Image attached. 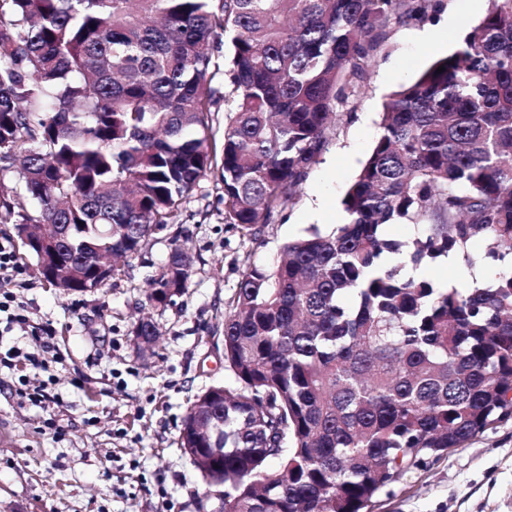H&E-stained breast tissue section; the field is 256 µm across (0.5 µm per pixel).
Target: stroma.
Returning a JSON list of instances; mask_svg holds the SVG:
<instances>
[{
    "label": "stroma",
    "mask_w": 512,
    "mask_h": 512,
    "mask_svg": "<svg viewBox=\"0 0 512 512\" xmlns=\"http://www.w3.org/2000/svg\"><path fill=\"white\" fill-rule=\"evenodd\" d=\"M491 0H444L421 22L393 25L364 81L337 104L328 146L292 203L257 238L224 218V191L207 176L182 200L173 224L154 231L139 257L101 290L64 294L24 267L16 289L32 323L53 331V362L0 370V512H212L202 480L178 445L187 407L214 384L235 386L224 366V315L245 269L273 265L288 241L344 223L342 198L379 133L388 95L463 41ZM194 257L191 282L167 306H145L151 276L174 244ZM157 325L152 351L134 345L140 317ZM47 381L55 401L18 396ZM368 512H512V420L430 458Z\"/></svg>",
    "instance_id": "1"
}]
</instances>
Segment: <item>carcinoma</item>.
<instances>
[{
    "mask_svg": "<svg viewBox=\"0 0 512 512\" xmlns=\"http://www.w3.org/2000/svg\"><path fill=\"white\" fill-rule=\"evenodd\" d=\"M441 0H0V224H55L61 255L103 287L98 258L137 255L218 174L225 218L252 233L292 203L336 103L392 22ZM231 44L221 67L214 48ZM444 67L439 73L437 69ZM224 71L232 105L212 127ZM346 222L250 266L224 314V364L183 418L222 512H364L413 469L512 419V0L400 86L342 199ZM417 224L407 240L392 224ZM489 281L423 273L472 252ZM177 246L146 302L189 287Z\"/></svg>",
    "mask_w": 512,
    "mask_h": 512,
    "instance_id": "cac0c4a2",
    "label": "carcinoma"
}]
</instances>
